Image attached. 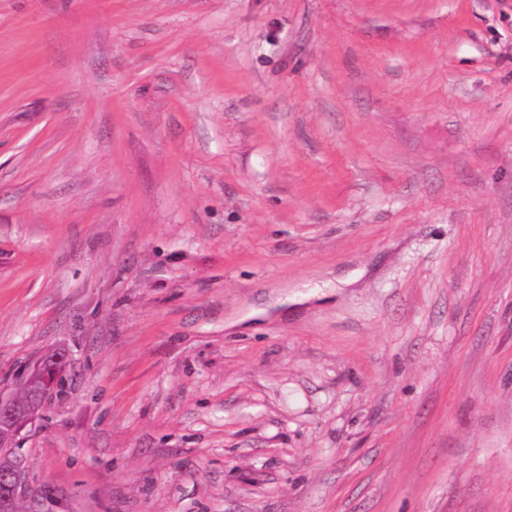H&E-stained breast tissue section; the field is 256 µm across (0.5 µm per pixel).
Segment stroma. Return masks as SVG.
I'll return each instance as SVG.
<instances>
[{"label":"stroma","instance_id":"1","mask_svg":"<svg viewBox=\"0 0 512 512\" xmlns=\"http://www.w3.org/2000/svg\"><path fill=\"white\" fill-rule=\"evenodd\" d=\"M38 512H512V0H0V395ZM64 360L65 354L59 351L39 361L20 382L23 398L0 396V448L4 459L11 456L16 437L37 414L42 400L57 386ZM4 459H0V512H18L17 504L27 494V465L20 456Z\"/></svg>","mask_w":512,"mask_h":512}]
</instances>
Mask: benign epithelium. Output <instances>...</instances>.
<instances>
[{
  "label": "benign epithelium",
  "instance_id": "benign-epithelium-1",
  "mask_svg": "<svg viewBox=\"0 0 512 512\" xmlns=\"http://www.w3.org/2000/svg\"><path fill=\"white\" fill-rule=\"evenodd\" d=\"M65 354L56 352L39 361L20 382L24 397L0 396V448H14L21 429L37 414L42 400L57 386ZM27 465L22 457L0 459V512H18V502L26 497Z\"/></svg>",
  "mask_w": 512,
  "mask_h": 512
}]
</instances>
